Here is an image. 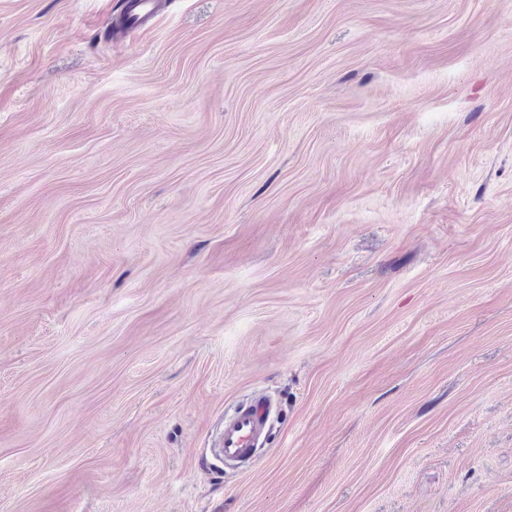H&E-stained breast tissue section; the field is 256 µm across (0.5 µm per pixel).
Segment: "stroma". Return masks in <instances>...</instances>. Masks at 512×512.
<instances>
[{"instance_id": "obj_1", "label": "stroma", "mask_w": 512, "mask_h": 512, "mask_svg": "<svg viewBox=\"0 0 512 512\" xmlns=\"http://www.w3.org/2000/svg\"><path fill=\"white\" fill-rule=\"evenodd\" d=\"M124 2L0 0V512H512V0ZM124 24L128 30L145 26L160 8L158 0H127ZM271 408L267 398L258 397L224 423L218 441L224 461H248L254 457L259 440L269 430Z\"/></svg>"}]
</instances>
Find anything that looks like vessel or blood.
Returning a JSON list of instances; mask_svg holds the SVG:
<instances>
[{
    "mask_svg": "<svg viewBox=\"0 0 512 512\" xmlns=\"http://www.w3.org/2000/svg\"><path fill=\"white\" fill-rule=\"evenodd\" d=\"M159 8L158 0H128L124 24L130 30L143 27L155 18ZM270 413L271 403L264 397L255 398L248 406L237 411L225 422L220 435L218 445L221 456L227 460H250L259 440L270 427Z\"/></svg>",
    "mask_w": 512,
    "mask_h": 512,
    "instance_id": "obj_1",
    "label": "vessel or blood"
}]
</instances>
